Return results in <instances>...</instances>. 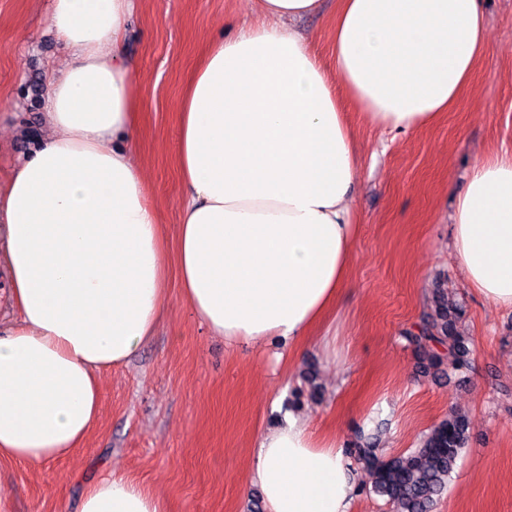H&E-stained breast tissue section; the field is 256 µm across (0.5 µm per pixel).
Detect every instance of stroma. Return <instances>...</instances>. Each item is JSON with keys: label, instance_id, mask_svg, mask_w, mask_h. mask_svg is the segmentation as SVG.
I'll return each instance as SVG.
<instances>
[{"label": "stroma", "instance_id": "obj_1", "mask_svg": "<svg viewBox=\"0 0 512 512\" xmlns=\"http://www.w3.org/2000/svg\"><path fill=\"white\" fill-rule=\"evenodd\" d=\"M52 0H0V171L48 133V67L70 55L49 28ZM485 54L460 107L434 125L394 133L351 112L362 168L350 197L360 226L351 286L300 352L231 349L169 285L151 342L100 377L97 421L72 455L0 461V512H78L93 481L117 472L156 489L169 512H249L243 493L254 445L284 413L348 447L358 429L386 454L420 443L455 409L470 441L435 512H512V310L466 286L450 248V191L489 152L512 151V0H485ZM336 0L296 23L330 61ZM265 24L254 0H137L124 40L132 97L142 114L135 163L167 239L184 193L176 164L182 89L204 48L240 23ZM464 310L466 370L422 372L403 337L431 310L436 290ZM334 336L332 349L323 335ZM321 395L293 402L303 373Z\"/></svg>", "mask_w": 512, "mask_h": 512}]
</instances>
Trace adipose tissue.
Returning <instances> with one entry per match:
<instances>
[{
	"mask_svg": "<svg viewBox=\"0 0 512 512\" xmlns=\"http://www.w3.org/2000/svg\"><path fill=\"white\" fill-rule=\"evenodd\" d=\"M267 19L209 42L183 88L185 187L176 277L194 314L232 346L297 349L348 287L359 175L345 102L398 132L459 106L485 48L482 0H337L333 67L292 20L323 0H258ZM133 0H53L73 53L52 73V134L0 181V268L14 319L0 336V460L70 455L94 426L98 376L153 337L167 309L164 234L132 161L137 117L123 54ZM465 284L512 309V155L470 169L454 198ZM251 485L264 512H352V461L305 413L264 431ZM79 512H168L124 474Z\"/></svg>",
	"mask_w": 512,
	"mask_h": 512,
	"instance_id": "obj_1",
	"label": "adipose tissue"
}]
</instances>
